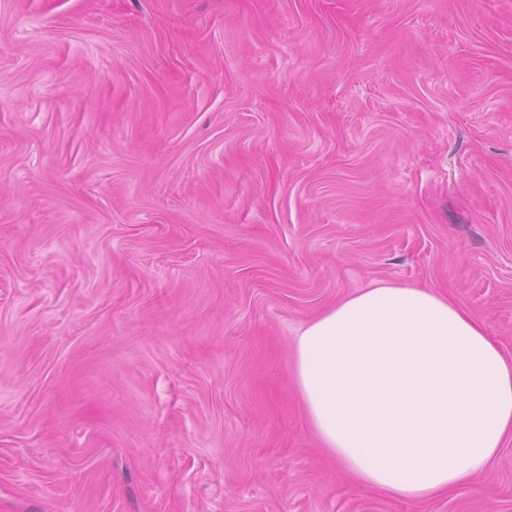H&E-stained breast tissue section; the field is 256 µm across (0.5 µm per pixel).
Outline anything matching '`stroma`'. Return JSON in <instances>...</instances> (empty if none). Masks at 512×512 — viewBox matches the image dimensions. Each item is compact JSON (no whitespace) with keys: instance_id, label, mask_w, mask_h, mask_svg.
<instances>
[{"instance_id":"1","label":"stroma","mask_w":512,"mask_h":512,"mask_svg":"<svg viewBox=\"0 0 512 512\" xmlns=\"http://www.w3.org/2000/svg\"><path fill=\"white\" fill-rule=\"evenodd\" d=\"M431 287L512 355V0H0V512H512L338 467L299 327Z\"/></svg>"}]
</instances>
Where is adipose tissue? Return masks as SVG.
Wrapping results in <instances>:
<instances>
[{
    "label": "adipose tissue",
    "mask_w": 512,
    "mask_h": 512,
    "mask_svg": "<svg viewBox=\"0 0 512 512\" xmlns=\"http://www.w3.org/2000/svg\"><path fill=\"white\" fill-rule=\"evenodd\" d=\"M292 378L323 447L359 483L454 492L512 439V357L431 288L382 284L303 325Z\"/></svg>",
    "instance_id": "1"
}]
</instances>
